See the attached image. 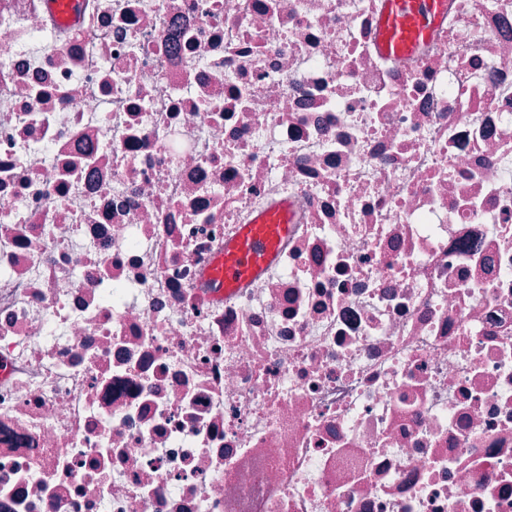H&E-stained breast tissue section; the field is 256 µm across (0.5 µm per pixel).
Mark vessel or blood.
<instances>
[{"label": "vessel or blood", "instance_id": "vessel-or-blood-1", "mask_svg": "<svg viewBox=\"0 0 512 512\" xmlns=\"http://www.w3.org/2000/svg\"><path fill=\"white\" fill-rule=\"evenodd\" d=\"M378 19V50L386 55L413 53L427 39L448 8L447 0H381ZM292 205L282 201L269 210L256 212L225 240L205 278L215 296L225 290L255 281L268 273L279 241L291 230Z\"/></svg>", "mask_w": 512, "mask_h": 512}]
</instances>
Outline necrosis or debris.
<instances>
[{
  "instance_id": "obj_1",
  "label": "necrosis or debris",
  "mask_w": 512,
  "mask_h": 512,
  "mask_svg": "<svg viewBox=\"0 0 512 512\" xmlns=\"http://www.w3.org/2000/svg\"><path fill=\"white\" fill-rule=\"evenodd\" d=\"M379 9L0 0V512H512V0ZM376 45L385 55L413 53L447 11L446 0H381ZM291 215L292 205L284 200L272 209L256 212L249 224H240L224 241V253L216 256L205 274L215 297L271 270L279 241L291 231Z\"/></svg>"
}]
</instances>
